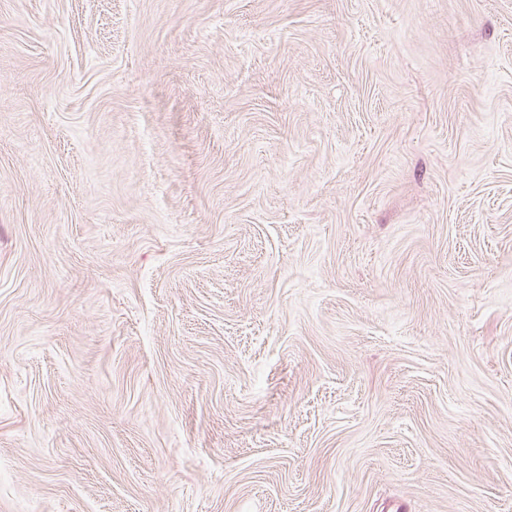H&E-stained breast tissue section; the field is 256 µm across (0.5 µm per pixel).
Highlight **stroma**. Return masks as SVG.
Listing matches in <instances>:
<instances>
[{"label": "stroma", "instance_id": "obj_1", "mask_svg": "<svg viewBox=\"0 0 512 512\" xmlns=\"http://www.w3.org/2000/svg\"><path fill=\"white\" fill-rule=\"evenodd\" d=\"M512 512V0H0V512Z\"/></svg>", "mask_w": 512, "mask_h": 512}]
</instances>
